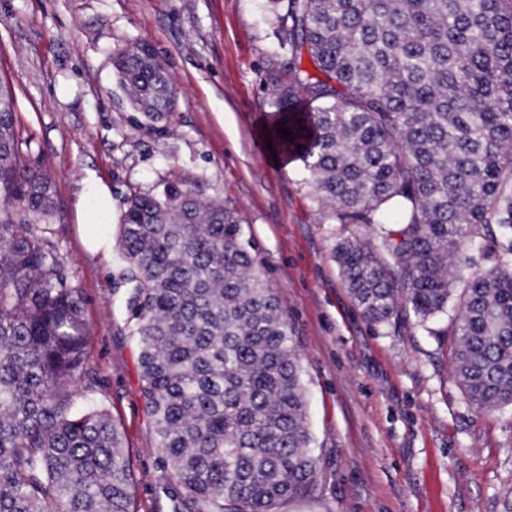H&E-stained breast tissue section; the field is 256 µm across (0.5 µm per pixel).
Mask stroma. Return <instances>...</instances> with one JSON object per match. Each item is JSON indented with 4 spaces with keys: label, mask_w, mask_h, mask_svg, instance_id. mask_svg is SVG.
I'll return each instance as SVG.
<instances>
[{
    "label": "stroma",
    "mask_w": 512,
    "mask_h": 512,
    "mask_svg": "<svg viewBox=\"0 0 512 512\" xmlns=\"http://www.w3.org/2000/svg\"><path fill=\"white\" fill-rule=\"evenodd\" d=\"M269 0H0V81L27 164L48 176L53 236L78 289L86 365L119 429L135 512H185L158 449L130 332L117 223L132 188L172 182L235 207L279 297L307 391L318 478L278 512H512V406L484 411L456 383L453 313L371 325L332 258L300 162L275 165L263 126L279 66ZM150 45L178 89L161 127L129 104L113 55ZM106 186L113 223L83 242L77 204Z\"/></svg>",
    "instance_id": "stroma-1"
}]
</instances>
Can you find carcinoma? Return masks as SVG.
Instances as JSON below:
<instances>
[{
    "mask_svg": "<svg viewBox=\"0 0 512 512\" xmlns=\"http://www.w3.org/2000/svg\"><path fill=\"white\" fill-rule=\"evenodd\" d=\"M270 106L325 224H365L332 257L372 325L457 305L453 374L512 405V0H272ZM132 107L176 89L145 45L114 59ZM0 512H133L132 478L93 391L79 293L52 238L53 187L22 162L0 90ZM302 145L296 149V145ZM493 266L470 270L462 243ZM143 395L190 512H276L317 460L301 366L237 211L174 184L132 189L119 227Z\"/></svg>",
    "mask_w": 512,
    "mask_h": 512,
    "instance_id": "carcinoma-1",
    "label": "carcinoma"
}]
</instances>
